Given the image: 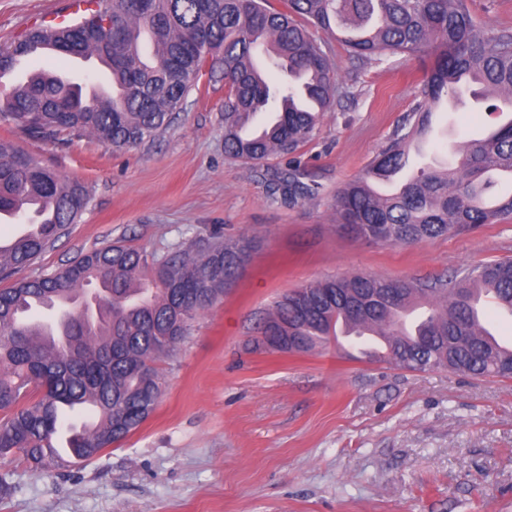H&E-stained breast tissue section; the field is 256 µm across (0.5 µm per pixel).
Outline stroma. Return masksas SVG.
<instances>
[{"mask_svg":"<svg viewBox=\"0 0 512 512\" xmlns=\"http://www.w3.org/2000/svg\"><path fill=\"white\" fill-rule=\"evenodd\" d=\"M72 0H0V47ZM330 62L354 96L324 113L294 157L246 164L224 152V83L203 76L161 136L115 152L95 138L54 144L0 123V137L89 190L66 235L17 278L47 274L116 241L147 255L208 239L252 238L237 284L160 364L163 395L126 440L93 460L30 471L0 456L17 490L0 512H512V380L445 369L412 372L343 346L308 353L255 348L283 294L354 275L426 280L512 258V220L415 246L341 230L333 199L359 177L412 103L421 60L364 63L325 32ZM51 65L95 84L97 58H21L6 85ZM499 122L463 94L438 111L430 158ZM297 161L314 196L272 200L268 185Z\"/></svg>","mask_w":512,"mask_h":512,"instance_id":"stroma-1","label":"stroma"}]
</instances>
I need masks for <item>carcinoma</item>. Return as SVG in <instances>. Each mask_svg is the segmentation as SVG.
Returning a JSON list of instances; mask_svg holds the SVG:
<instances>
[{
  "label": "carcinoma",
  "instance_id": "obj_1",
  "mask_svg": "<svg viewBox=\"0 0 512 512\" xmlns=\"http://www.w3.org/2000/svg\"><path fill=\"white\" fill-rule=\"evenodd\" d=\"M89 17L76 24L33 23L0 48V79L44 44L52 54L95 56L112 74V96L82 100L59 76L39 70L0 97V122L56 143L90 134L115 150L154 139L185 109L203 67L224 77V152L245 163L295 152L317 133L334 102L353 95L338 80L314 26L336 35L355 59L427 57L413 103L363 176L336 192L341 225L365 239L411 246L512 219V191L497 190L493 172L512 170V119L460 146L444 171L420 168L399 189L379 186L409 169L410 144L422 137L439 104L475 84L512 111V31L477 25L468 0H83ZM296 85L274 86L268 71ZM270 196L314 195L298 165L272 179ZM89 195L38 159L0 138V215L37 229L0 248V278L34 264L75 223ZM254 251L252 239L218 235L160 259L109 244L50 274L0 289V455L17 449L33 472L56 468L54 439L72 432L73 456L89 461L125 440L154 412L162 395L159 362L172 356L196 316L235 286ZM488 294L512 313V259L426 281L379 276L330 278L293 290L275 303L261 336L277 352H309L336 338L341 323L370 325L384 337L386 358L413 372L448 369L474 378L512 379V350L487 338L473 299ZM69 311L58 321L27 313ZM423 303L429 316L407 332L401 314ZM95 405L92 427L74 429L64 409Z\"/></svg>",
  "mask_w": 512,
  "mask_h": 512
}]
</instances>
